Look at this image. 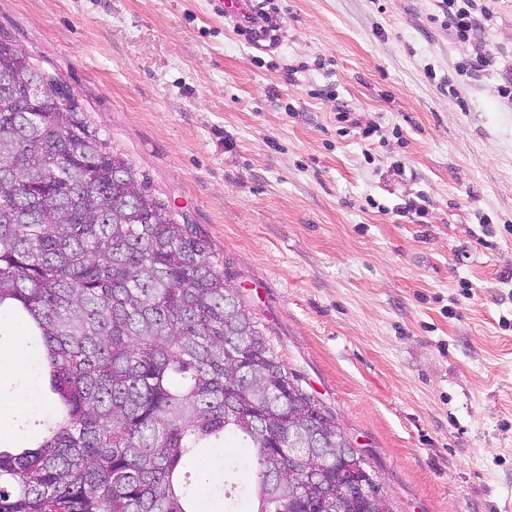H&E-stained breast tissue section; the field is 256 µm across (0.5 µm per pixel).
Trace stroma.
I'll use <instances>...</instances> for the list:
<instances>
[{
  "instance_id": "obj_1",
  "label": "stroma",
  "mask_w": 512,
  "mask_h": 512,
  "mask_svg": "<svg viewBox=\"0 0 512 512\" xmlns=\"http://www.w3.org/2000/svg\"><path fill=\"white\" fill-rule=\"evenodd\" d=\"M254 2L275 48L217 0H0V31L194 224L394 512H512V0L469 42L435 0ZM38 356L0 336L2 445L45 429Z\"/></svg>"
}]
</instances>
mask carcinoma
<instances>
[{"label": "carcinoma", "mask_w": 512, "mask_h": 512, "mask_svg": "<svg viewBox=\"0 0 512 512\" xmlns=\"http://www.w3.org/2000/svg\"><path fill=\"white\" fill-rule=\"evenodd\" d=\"M3 328L38 341L52 422L0 447V512H201L193 460L222 471L219 512L366 510L328 459L350 440L278 359L229 271L0 34ZM311 432L324 452L307 451ZM231 440L248 452L225 453ZM319 468L323 493L293 497Z\"/></svg>", "instance_id": "1"}]
</instances>
